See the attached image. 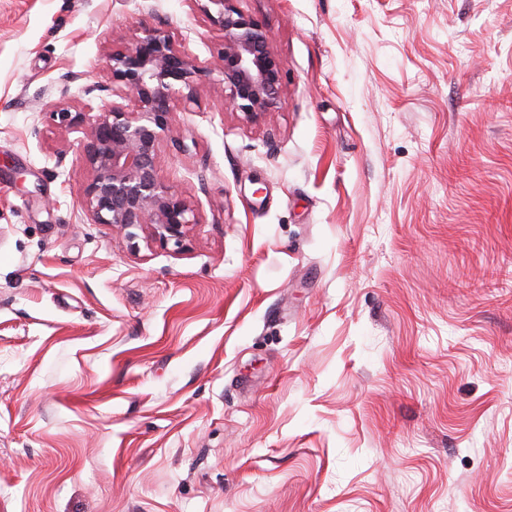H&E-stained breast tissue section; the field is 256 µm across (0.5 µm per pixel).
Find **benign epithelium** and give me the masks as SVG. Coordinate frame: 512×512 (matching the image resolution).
I'll return each mask as SVG.
<instances>
[{"mask_svg": "<svg viewBox=\"0 0 512 512\" xmlns=\"http://www.w3.org/2000/svg\"><path fill=\"white\" fill-rule=\"evenodd\" d=\"M237 2L201 4L222 37L214 70L198 67L162 27L143 23L134 41L112 51L107 64L109 90L132 99L133 109L114 104L82 112L53 105L50 117L59 128L84 135L83 157L92 176L80 206L92 223L108 224L129 241L142 237L178 252L187 248L195 209L164 182L157 166L160 144L175 125V103L192 111L198 85L213 71L224 90V109L249 121L264 117L286 92L268 27Z\"/></svg>", "mask_w": 512, "mask_h": 512, "instance_id": "benign-epithelium-1", "label": "benign epithelium"}]
</instances>
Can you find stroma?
<instances>
[{"label": "stroma", "mask_w": 512, "mask_h": 512, "mask_svg": "<svg viewBox=\"0 0 512 512\" xmlns=\"http://www.w3.org/2000/svg\"><path fill=\"white\" fill-rule=\"evenodd\" d=\"M238 5L288 94L177 113V254L91 222L48 109L210 20L0 0V512H512V0Z\"/></svg>", "instance_id": "stroma-1"}]
</instances>
